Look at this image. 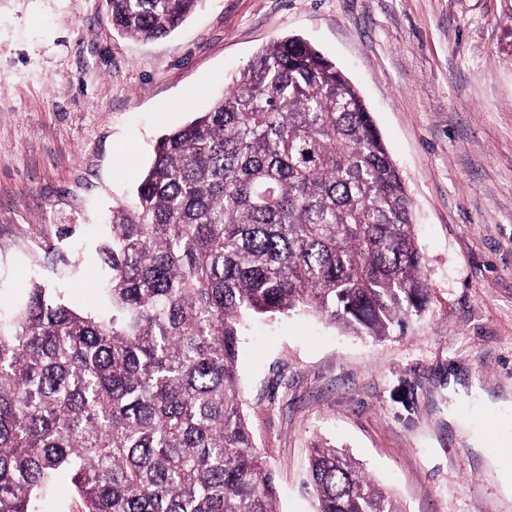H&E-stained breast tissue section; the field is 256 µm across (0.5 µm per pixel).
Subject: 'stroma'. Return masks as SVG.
<instances>
[{"label":"stroma","mask_w":512,"mask_h":512,"mask_svg":"<svg viewBox=\"0 0 512 512\" xmlns=\"http://www.w3.org/2000/svg\"><path fill=\"white\" fill-rule=\"evenodd\" d=\"M299 35L359 87L412 202L430 300L375 341L301 313L244 325L238 371L280 512H314L313 446L346 449L403 512H512L471 435L512 437V0H204L170 36L119 35L102 0H0V288L75 305L156 139ZM70 263L43 247L60 225Z\"/></svg>","instance_id":"35a3bbf8"}]
</instances>
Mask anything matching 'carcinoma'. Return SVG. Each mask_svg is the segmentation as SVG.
<instances>
[{
	"label": "carcinoma",
	"instance_id": "cac0c4a2",
	"mask_svg": "<svg viewBox=\"0 0 512 512\" xmlns=\"http://www.w3.org/2000/svg\"><path fill=\"white\" fill-rule=\"evenodd\" d=\"M200 0H106L142 41ZM97 252L107 311L35 278L0 298V512H278L237 361L252 317L313 312L385 339L429 285L405 180L334 61L276 39L224 97L161 134ZM317 512H403L341 448L311 450Z\"/></svg>",
	"mask_w": 512,
	"mask_h": 512
}]
</instances>
